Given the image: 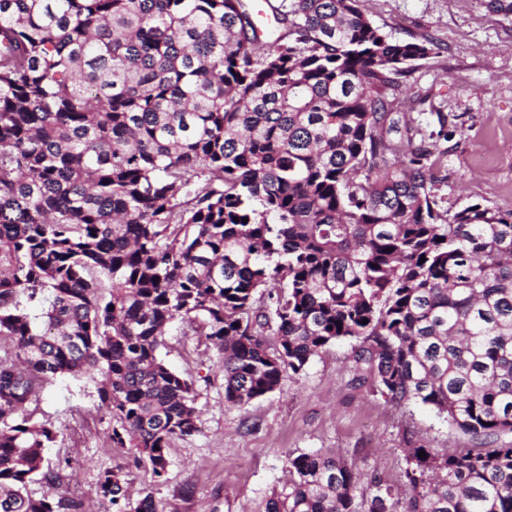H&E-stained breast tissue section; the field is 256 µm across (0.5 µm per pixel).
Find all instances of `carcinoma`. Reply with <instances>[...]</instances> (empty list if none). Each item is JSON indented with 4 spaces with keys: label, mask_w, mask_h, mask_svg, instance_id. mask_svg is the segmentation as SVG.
I'll list each match as a JSON object with an SVG mask.
<instances>
[{
    "label": "carcinoma",
    "mask_w": 512,
    "mask_h": 512,
    "mask_svg": "<svg viewBox=\"0 0 512 512\" xmlns=\"http://www.w3.org/2000/svg\"><path fill=\"white\" fill-rule=\"evenodd\" d=\"M358 2H269L261 45L251 0H0V512H82L23 494L61 486L25 413L57 376L100 374L112 445L164 475L198 431L160 355L177 318L202 319L231 406L352 339L370 394L481 444L409 449L401 490L291 454L261 512H512V444L491 446L512 434V212H437L443 155L404 149L383 93L433 43ZM100 491L126 512L119 474Z\"/></svg>",
    "instance_id": "carcinoma-1"
}]
</instances>
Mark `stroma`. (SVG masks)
Returning a JSON list of instances; mask_svg holds the SVG:
<instances>
[{"mask_svg":"<svg viewBox=\"0 0 512 512\" xmlns=\"http://www.w3.org/2000/svg\"><path fill=\"white\" fill-rule=\"evenodd\" d=\"M383 31L433 41L435 54L386 91L395 111L414 118L412 144L432 141L446 164L430 192L439 214L481 203L512 210V15L487 0H360ZM353 343L343 340L311 358L304 372L285 371L279 388L241 407L224 402V371L200 323L174 321L161 349L167 365L191 384L198 432L175 440L167 471L155 478L132 452L113 447V421L99 406V376L65 375L30 405L51 423L46 466L61 468L63 492L84 512H112L99 481L120 474L130 506L152 494L164 512H256L288 477V457L331 449L363 474L402 484L404 434L444 453L474 447L446 416L419 403L398 406L354 382Z\"/></svg>","mask_w":512,"mask_h":512,"instance_id":"obj_1","label":"stroma"}]
</instances>
